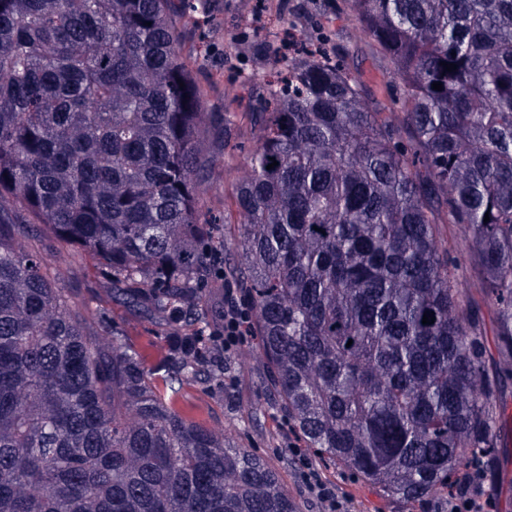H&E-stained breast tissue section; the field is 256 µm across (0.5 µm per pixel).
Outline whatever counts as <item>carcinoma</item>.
Wrapping results in <instances>:
<instances>
[{
	"mask_svg": "<svg viewBox=\"0 0 512 512\" xmlns=\"http://www.w3.org/2000/svg\"><path fill=\"white\" fill-rule=\"evenodd\" d=\"M186 2L0 0V198L105 261L127 298L189 315L172 362L195 375L222 357L206 290L224 287V238L198 207L215 113L173 21ZM337 12L333 32L302 6L292 49L261 43L256 104L220 113L224 140L257 142L224 160L249 169L234 276L288 428L388 498L446 503L512 419V0ZM27 229L0 212V512H299L265 457L172 413L122 344H94L17 253ZM465 271L493 308L494 377Z\"/></svg>",
	"mask_w": 512,
	"mask_h": 512,
	"instance_id": "carcinoma-1",
	"label": "carcinoma"
}]
</instances>
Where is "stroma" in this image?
<instances>
[{
  "label": "stroma",
  "mask_w": 512,
  "mask_h": 512,
  "mask_svg": "<svg viewBox=\"0 0 512 512\" xmlns=\"http://www.w3.org/2000/svg\"><path fill=\"white\" fill-rule=\"evenodd\" d=\"M258 0H215L210 19L199 26H185L182 53L195 57L202 52L209 60L195 71L196 81L206 89V109L219 112L227 99L246 98L253 84L265 73L251 58L243 57L225 66L224 51L234 42L257 40L266 30L279 27V19L257 8ZM255 148L247 136L225 139L220 128L205 135L203 152L209 160L208 173L199 180L197 193L209 219L224 222V198L231 190V177L224 171L228 154L246 157ZM20 253L38 258L47 266L58 287L66 289L81 308L86 331L99 345L121 342L141 352L143 338L158 342L163 352L171 350L170 327H159L156 314L120 296L103 261L80 247L61 242L48 231L21 233L16 238ZM223 384L216 385L204 375L180 377V416L204 427L223 425L245 448L265 456L279 471L285 490L298 502L301 512H325L324 505L307 491L290 447L300 441L288 430V421L279 410L269 385L265 361L241 362L236 351L224 355ZM323 479L334 483L339 492L351 498L352 512H421L420 506L387 499L370 485L343 469L318 464Z\"/></svg>",
  "instance_id": "stroma-1"
}]
</instances>
